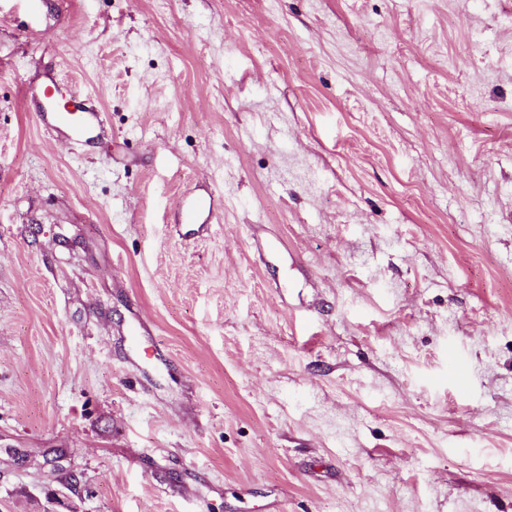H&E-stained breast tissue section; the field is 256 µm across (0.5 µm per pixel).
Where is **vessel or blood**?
Instances as JSON below:
<instances>
[{"instance_id":"obj_1","label":"vessel or blood","mask_w":512,"mask_h":512,"mask_svg":"<svg viewBox=\"0 0 512 512\" xmlns=\"http://www.w3.org/2000/svg\"><path fill=\"white\" fill-rule=\"evenodd\" d=\"M28 102L37 121L53 130L58 137L76 143H86L96 137L105 125V115L85 100L78 99L72 110L58 109L49 94H28ZM216 214V202L210 194H190L178 212L179 224L205 229Z\"/></svg>"}]
</instances>
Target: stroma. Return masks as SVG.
<instances>
[{"label": "stroma", "mask_w": 512, "mask_h": 512, "mask_svg": "<svg viewBox=\"0 0 512 512\" xmlns=\"http://www.w3.org/2000/svg\"><path fill=\"white\" fill-rule=\"evenodd\" d=\"M28 23L0 0V512H512V0ZM51 75L98 142L24 104ZM24 97H27L40 124L70 142L86 143L99 134L106 122L104 113L98 107L88 105L82 99L74 101V112H70L58 109L47 90L40 96L27 90ZM216 215V202L211 194H190L178 212L177 224L197 226V231L207 227ZM203 219V220H202Z\"/></svg>", "instance_id": "obj_1"}]
</instances>
